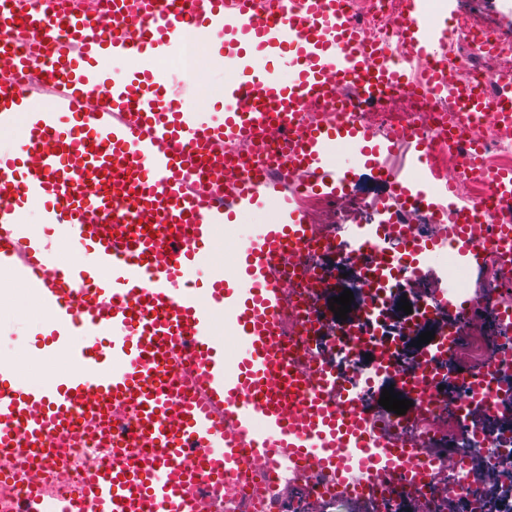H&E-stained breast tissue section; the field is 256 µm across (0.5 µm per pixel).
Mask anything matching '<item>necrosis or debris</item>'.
I'll return each mask as SVG.
<instances>
[{"label":"necrosis or debris","instance_id":"1","mask_svg":"<svg viewBox=\"0 0 512 512\" xmlns=\"http://www.w3.org/2000/svg\"><path fill=\"white\" fill-rule=\"evenodd\" d=\"M345 2L364 42L388 47L396 66L421 75L437 63L406 42L401 23L403 0ZM448 26L466 34L472 52L466 58L451 50L438 62L450 80L464 78L491 96L512 91V39L478 26L461 8L449 18ZM458 117L456 107L442 100H427L410 86L395 92L384 107L370 108L360 115L374 136L389 139L404 133L409 142L424 147L430 175L441 190L452 193L451 198L439 200L437 209L442 217L433 222L430 232L405 219L386 225L383 233L388 252H401L412 245L421 250H447L449 279L465 285L469 272L457 260L461 206L465 203L479 206L473 219L476 233L468 243L486 248L478 294L471 307L456 312L448 323L457 337L451 357L435 360V380L423 388L416 413L395 421L393 437L400 447L424 451L425 478L418 482L408 475L402 480L405 501L415 512H449V503L458 497L464 501L465 512H512V432L493 434L485 425L502 401L512 399V321L505 317L506 312H512V257L490 246L497 223L512 215V198L493 194L495 174L512 168V131L502 130L490 117H476L460 125L457 138L452 140L448 129ZM280 141L279 129L272 126L266 130L262 146L248 140L227 146V153L236 162L218 174V181L224 183L238 176V160L253 158L260 151L276 155ZM307 200L330 216L328 222L314 227L317 241L312 253L344 257L346 246L338 236L350 214L359 209L360 200L347 190L329 197L311 194ZM318 273V267L311 264L301 272L292 262H284L282 267V283L288 290V327L293 335L287 354L302 363L318 345L317 338L307 334L319 322L312 307V279ZM360 288L363 305L356 310L359 339L347 341L338 325L329 327L337 358L356 369L361 366L366 341L379 338L371 309L389 305L392 296L391 291L380 290L373 282H361ZM489 321L498 329L493 343L484 332ZM448 385L455 388V396L446 395ZM103 422L100 415L82 419L60 454L46 457L37 452L24 461L0 456V512H14L17 499L29 486L44 485L65 492L96 476L109 462L99 447ZM484 471L499 479L503 491L499 503H492L482 487L480 474Z\"/></svg>","mask_w":512,"mask_h":512}]
</instances>
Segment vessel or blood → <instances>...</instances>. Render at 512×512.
Wrapping results in <instances>:
<instances>
[{"instance_id": "vessel-or-blood-1", "label": "vessel or blood", "mask_w": 512, "mask_h": 512, "mask_svg": "<svg viewBox=\"0 0 512 512\" xmlns=\"http://www.w3.org/2000/svg\"><path fill=\"white\" fill-rule=\"evenodd\" d=\"M47 21L30 0H0V131L18 134L15 148L0 151V270L33 284L53 324L45 348L69 367L49 383L21 385V367L0 363V455L64 447L75 416L109 404L126 411L132 445L106 436L112 462L96 478L63 497L33 487L16 512H198L203 496L223 503L225 482H249L245 458L338 478L340 448L363 469L358 492L396 491L417 449L396 447L357 388L337 384L328 355L302 365L285 354L280 266L314 237L303 211L287 207L283 223L249 238L229 274L211 270L208 239L234 211L289 186L293 169L309 174L308 190L344 189L353 173L333 165L335 146L381 165L385 148L358 114L383 106L406 73L363 42L341 0H140L134 14L112 0L104 20L73 9L48 34ZM403 25L418 53H446L447 33L428 25L423 0H406ZM191 30L224 39L223 120L184 104L157 75L111 77L99 65L107 49L117 59L166 56ZM262 55L290 80L260 67ZM36 70L56 95L32 113L20 77ZM343 86L354 96L339 97ZM420 87L434 99L453 90L439 68ZM312 102L342 120L297 131ZM270 126L284 135L279 157L242 163L235 180L213 185L210 173L231 161L225 145L260 140ZM33 202L45 224L88 252V264L51 266L50 242L18 231ZM348 244L368 278L385 279L390 262L406 260L386 258L384 242L362 233ZM203 268L211 274L200 288L191 276ZM219 317L243 349L232 373L213 336ZM451 347L439 336L427 343L401 394Z\"/></svg>"}]
</instances>
